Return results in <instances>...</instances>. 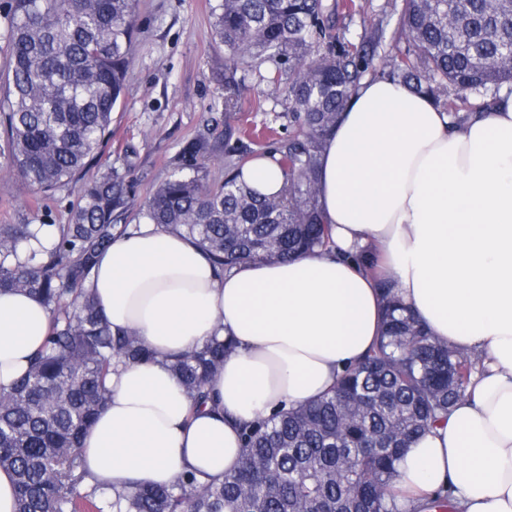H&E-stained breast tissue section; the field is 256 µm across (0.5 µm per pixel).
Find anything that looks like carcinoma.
<instances>
[{"label": "carcinoma", "mask_w": 512, "mask_h": 512, "mask_svg": "<svg viewBox=\"0 0 512 512\" xmlns=\"http://www.w3.org/2000/svg\"><path fill=\"white\" fill-rule=\"evenodd\" d=\"M138 0H9L10 63L0 75V156L29 187L80 183L67 224H0V292H26L49 312L48 334L28 371L0 392V468L15 476V512H399L397 462L412 440L470 396L479 359L441 342L404 306L392 282L382 335L333 389L297 408L245 423L236 470L219 484L193 473L169 486L116 491L91 484L81 439L106 407L114 367L148 361L134 333L113 335L88 287L97 258L135 203L122 170L85 169L112 138V112L129 77ZM338 3L217 0L214 37L224 45V111L239 108L244 66L277 64L288 80L298 129L246 142L224 131V181L208 162L220 146L199 134L171 174L140 204L143 218L196 238L219 275L244 262L335 248L322 222L317 168L322 145L351 92L373 65L382 26L359 41L336 26ZM460 21L448 25V14ZM404 41L408 47L401 48ZM512 7L506 0H403L396 44L380 76L406 84L462 123L468 95L512 91ZM279 155L282 190L263 196L240 180L243 166ZM234 351L213 337L174 355L169 367L195 406Z\"/></svg>", "instance_id": "1"}]
</instances>
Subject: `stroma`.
Masks as SVG:
<instances>
[{
  "instance_id": "35a3bbf8",
  "label": "stroma",
  "mask_w": 512,
  "mask_h": 512,
  "mask_svg": "<svg viewBox=\"0 0 512 512\" xmlns=\"http://www.w3.org/2000/svg\"><path fill=\"white\" fill-rule=\"evenodd\" d=\"M214 0H139L140 34L130 55L125 93L112 112V138L98 157L102 164H127L137 200L171 172L184 142L204 133L223 143L225 127L247 134L265 125L280 137L293 134L286 86L272 85L266 62L245 75L242 109L224 111V47L213 38ZM359 14L338 15L337 25L359 37L363 22H382L393 39L403 0H357ZM78 199L71 186L46 195L24 184L0 160V224H65Z\"/></svg>"
}]
</instances>
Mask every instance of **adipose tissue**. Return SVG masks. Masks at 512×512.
I'll list each match as a JSON object with an SVG mask.
<instances>
[{"instance_id": "1", "label": "adipose tissue", "mask_w": 512, "mask_h": 512, "mask_svg": "<svg viewBox=\"0 0 512 512\" xmlns=\"http://www.w3.org/2000/svg\"><path fill=\"white\" fill-rule=\"evenodd\" d=\"M324 223L343 256L246 262L218 275L196 240L144 222L115 238L90 286L113 334L134 332L149 362L120 364L82 439L101 484L223 479L240 424L326 393L376 345L384 304L354 255L371 246L432 336L483 358L474 396L398 463L400 512L454 491L462 512H512V92L464 123L390 79H366L327 137L317 172ZM48 314L0 293V388L27 368ZM234 352L190 411L168 360L211 336Z\"/></svg>"}]
</instances>
